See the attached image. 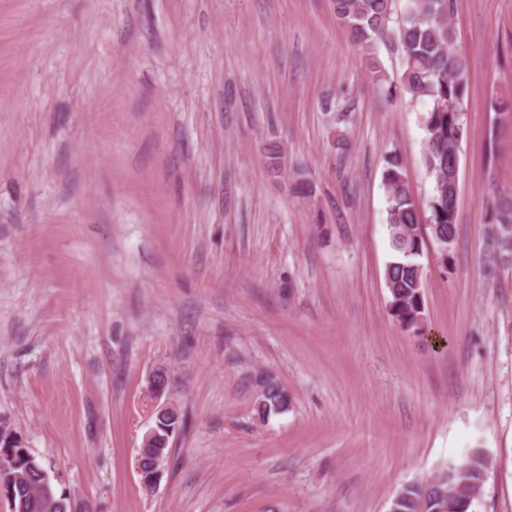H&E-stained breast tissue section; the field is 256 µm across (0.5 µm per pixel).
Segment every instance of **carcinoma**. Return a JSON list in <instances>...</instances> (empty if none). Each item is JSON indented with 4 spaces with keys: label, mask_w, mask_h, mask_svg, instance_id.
Masks as SVG:
<instances>
[{
    "label": "carcinoma",
    "mask_w": 512,
    "mask_h": 512,
    "mask_svg": "<svg viewBox=\"0 0 512 512\" xmlns=\"http://www.w3.org/2000/svg\"><path fill=\"white\" fill-rule=\"evenodd\" d=\"M338 21L345 26L372 78L391 97H407L428 105L422 118L421 162L431 182L425 213H420L398 155L387 160L383 174L387 197V229L391 256L384 268L389 315L400 327L424 329V270L419 258L426 242L452 252L457 235L460 172L455 156L466 135L464 101L468 89L467 62L455 48L451 23L453 0H406L400 20L394 0H333ZM395 38L401 50V75L394 79L377 56L379 42ZM494 247L500 263H512V199L493 206ZM291 406L288 391L271 379L256 398L255 412L265 418ZM180 413L155 414V441L169 452L171 439L184 426ZM31 469L27 451L14 438H0V485L7 488L10 512H60L55 486L45 490L18 480ZM489 469L488 455L472 449L462 460L444 466L425 483L403 486L396 494L398 512H474Z\"/></svg>",
    "instance_id": "1"
}]
</instances>
